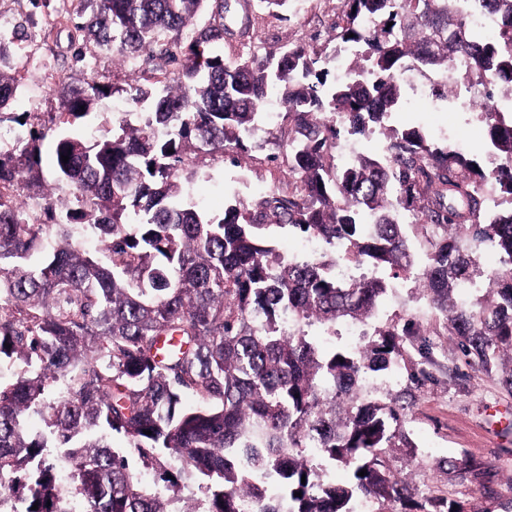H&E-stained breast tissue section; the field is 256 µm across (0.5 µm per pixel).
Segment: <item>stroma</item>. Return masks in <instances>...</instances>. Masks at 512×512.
<instances>
[{
	"label": "stroma",
	"mask_w": 512,
	"mask_h": 512,
	"mask_svg": "<svg viewBox=\"0 0 512 512\" xmlns=\"http://www.w3.org/2000/svg\"><path fill=\"white\" fill-rule=\"evenodd\" d=\"M78 11L90 13L87 0H0V17L14 20L18 31L7 43V71L19 80L11 111L23 117V134L36 137L40 149L32 165L19 147L0 146V152L14 158L24 201L42 199L54 183V138L66 131L108 134L130 110L127 91L147 68L144 56L120 62L112 49L92 44L85 45L84 59L76 60L74 50L84 43L70 17ZM342 11L343 0H294L287 19L280 20L234 0L226 20L224 59L235 61L253 45L275 51L306 43L323 51V67L335 70L334 46L326 35ZM402 80L407 105L389 115L385 128L417 127L437 145L460 144L470 155L481 154L485 125L480 113L431 94L418 96V89L429 84L421 73H405ZM92 81L112 88V95L99 98L87 117L62 123L64 86ZM292 126L288 114L280 113L277 139L268 140L260 131L245 138L248 151L238 164L200 145L188 150L177 175L185 198L220 216L235 200L291 192L285 139ZM404 323L416 334L404 342L394 371L368 373L363 386L370 400H388L405 388L412 394L405 419L409 444L391 450L389 467L409 477L416 501L453 499L464 502L469 512H512V392L496 376L467 364L443 315L424 299L415 280L398 277L365 330Z\"/></svg>",
	"instance_id": "1"
}]
</instances>
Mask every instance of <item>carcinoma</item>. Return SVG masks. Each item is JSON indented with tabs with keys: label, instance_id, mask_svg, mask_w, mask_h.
<instances>
[{
	"label": "carcinoma",
	"instance_id": "carcinoma-1",
	"mask_svg": "<svg viewBox=\"0 0 512 512\" xmlns=\"http://www.w3.org/2000/svg\"><path fill=\"white\" fill-rule=\"evenodd\" d=\"M205 1L209 23L152 111L135 124L119 118L110 136L53 141L56 188L90 212L29 223L4 193L18 171L0 158V360L28 367L0 375V472L12 474L0 512H176L141 486L133 454L171 475L173 488L185 476L207 480L204 507L190 512H355L359 499L413 512L409 485L385 466L387 450L407 442L404 406L362 397L363 374L390 369L412 328L380 327L363 348L324 350L285 321L329 328L372 318L390 288L377 272L412 273L404 226L427 224L434 239L416 279L429 303L477 368L490 374L512 359V209L484 195L491 184L512 199V120L503 116L512 112V0H344L332 41L351 60L339 81L302 44L224 63L230 0H92L76 29L121 55L150 52L162 35L180 37ZM474 12L497 18L496 38L469 29ZM6 64L0 38V109L17 91ZM407 71L434 75L433 94L446 100L456 73L476 75L492 98L481 110L489 162L411 127L391 130L380 157L327 164L341 130L367 137L399 111L396 76ZM105 96L95 82L70 89L65 115L84 117ZM273 98L294 121L288 171L299 188L242 201L220 219L185 202L177 172L186 145L244 149ZM88 216L84 231L105 245L106 263L74 244L73 226ZM286 226L344 249L370 274L346 280L333 260L279 254L270 233ZM464 239L490 244L502 267L481 270ZM170 337L179 345L159 356ZM188 393L200 407L182 408ZM32 413L43 422L33 432ZM111 434L128 448L113 447ZM309 448L350 468L351 481L325 483ZM63 461L69 496L58 490Z\"/></svg>",
	"mask_w": 512,
	"mask_h": 512
}]
</instances>
